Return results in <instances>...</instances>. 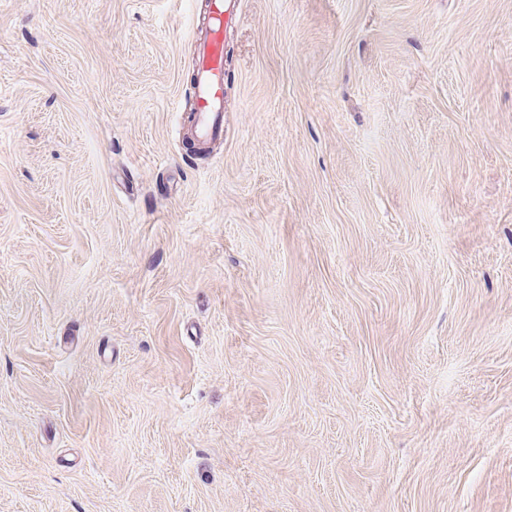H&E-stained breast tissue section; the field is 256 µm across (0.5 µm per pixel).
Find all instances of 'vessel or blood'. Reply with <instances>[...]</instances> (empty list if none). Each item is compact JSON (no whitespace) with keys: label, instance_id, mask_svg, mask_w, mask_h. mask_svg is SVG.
Here are the masks:
<instances>
[{"label":"vessel or blood","instance_id":"1","mask_svg":"<svg viewBox=\"0 0 512 512\" xmlns=\"http://www.w3.org/2000/svg\"><path fill=\"white\" fill-rule=\"evenodd\" d=\"M241 0H204V21L194 30L193 147L224 136V38L238 21Z\"/></svg>","mask_w":512,"mask_h":512}]
</instances>
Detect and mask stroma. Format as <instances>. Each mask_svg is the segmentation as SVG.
I'll return each instance as SVG.
<instances>
[{"label":"stroma","instance_id":"stroma-1","mask_svg":"<svg viewBox=\"0 0 512 512\" xmlns=\"http://www.w3.org/2000/svg\"><path fill=\"white\" fill-rule=\"evenodd\" d=\"M0 0V512H512V0ZM197 25L194 66V114L189 141L197 149L224 136V37L238 21L241 0H205Z\"/></svg>","mask_w":512,"mask_h":512}]
</instances>
